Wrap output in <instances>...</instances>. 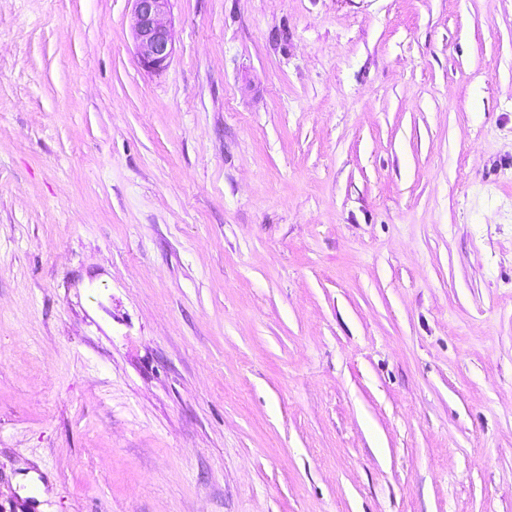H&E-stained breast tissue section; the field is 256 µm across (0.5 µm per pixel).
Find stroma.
Instances as JSON below:
<instances>
[{
    "label": "stroma",
    "instance_id": "35a3bbf8",
    "mask_svg": "<svg viewBox=\"0 0 512 512\" xmlns=\"http://www.w3.org/2000/svg\"><path fill=\"white\" fill-rule=\"evenodd\" d=\"M0 0V512H512V0ZM132 1L129 26L138 61L147 72H162L175 51L169 18L172 0Z\"/></svg>",
    "mask_w": 512,
    "mask_h": 512
}]
</instances>
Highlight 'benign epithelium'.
I'll list each match as a JSON object with an SVG mask.
<instances>
[{
  "mask_svg": "<svg viewBox=\"0 0 512 512\" xmlns=\"http://www.w3.org/2000/svg\"><path fill=\"white\" fill-rule=\"evenodd\" d=\"M172 0H133L129 26L141 67L150 73L166 69L175 47L171 30Z\"/></svg>",
  "mask_w": 512,
  "mask_h": 512,
  "instance_id": "1",
  "label": "benign epithelium"
}]
</instances>
